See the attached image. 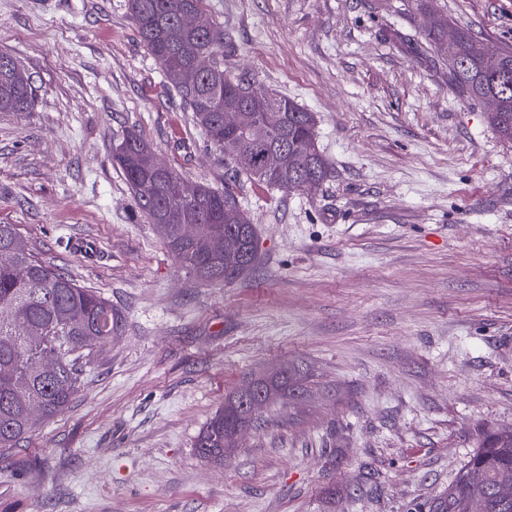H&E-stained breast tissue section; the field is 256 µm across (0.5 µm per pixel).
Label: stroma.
I'll use <instances>...</instances> for the list:
<instances>
[{"mask_svg": "<svg viewBox=\"0 0 512 512\" xmlns=\"http://www.w3.org/2000/svg\"><path fill=\"white\" fill-rule=\"evenodd\" d=\"M251 74L317 119L333 164L244 182L259 261L200 281L112 160L126 131L190 183L230 175L142 47L126 0H0L36 90L0 112V224L122 315L68 408L0 456V512H414L512 423V142L423 37L432 17L512 48V0H206ZM314 385L223 464L195 439L250 374Z\"/></svg>", "mask_w": 512, "mask_h": 512, "instance_id": "obj_1", "label": "stroma"}]
</instances>
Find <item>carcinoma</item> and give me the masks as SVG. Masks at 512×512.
I'll list each match as a JSON object with an SVG mask.
<instances>
[{
  "instance_id": "carcinoma-1",
  "label": "carcinoma",
  "mask_w": 512,
  "mask_h": 512,
  "mask_svg": "<svg viewBox=\"0 0 512 512\" xmlns=\"http://www.w3.org/2000/svg\"><path fill=\"white\" fill-rule=\"evenodd\" d=\"M128 12L141 43L162 69L181 98L194 123L207 140L224 151L234 179L262 183L272 189L295 192L302 183L319 184L332 174L331 164L316 145V117L295 101L261 85L247 74L224 70V55L235 51L224 26L210 22L203 31H186L168 9V0H127ZM448 37V21L425 30L429 45ZM451 81L467 100L482 102L492 97L496 108L488 113L489 125L504 140L512 141V50H493L472 33L456 30L454 50L446 58ZM182 69L195 75L192 86L178 79ZM35 104L30 77L5 52H0V112H28ZM253 107L252 126L224 129V110ZM284 147L288 164L278 174L262 170L264 155L272 147ZM251 152L254 166L240 167L234 148ZM153 148L138 133L127 132L113 150V159L137 197L139 208L182 267L207 282L230 284L250 273L259 261L256 230L241 209L233 187L214 189L193 184L194 192L178 172L148 168L145 155ZM155 182L144 198L143 182ZM233 213L241 250L231 259L210 250L209 240L224 237L225 212ZM206 224L208 233L196 240L182 236V225ZM23 265L28 277L20 280L15 266ZM122 323L120 312L100 293L78 285L36 256L14 224H0V451L19 448L40 418L64 410L84 380L85 365L112 343ZM38 336L41 346L30 339ZM55 357L44 362L45 354ZM266 378L272 395L269 405L298 404L308 392L311 375L295 362L278 365ZM254 423L237 406L235 394L203 426L194 448L213 462H224V437L245 424ZM512 470V424L484 433L476 450L459 472L448 492L426 501L417 512H468L471 499L484 501L486 512H512V497L501 495L498 476ZM479 472L475 484L471 474Z\"/></svg>"
}]
</instances>
